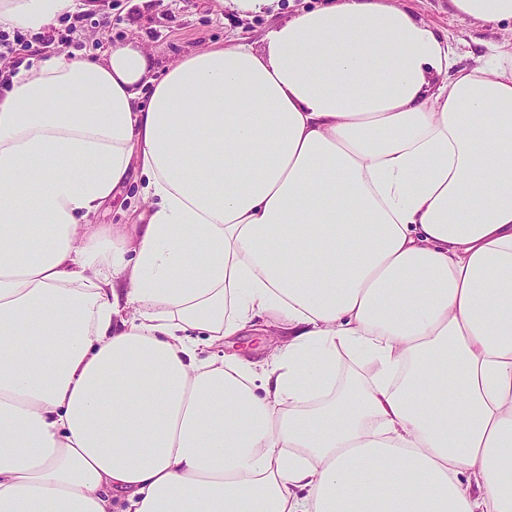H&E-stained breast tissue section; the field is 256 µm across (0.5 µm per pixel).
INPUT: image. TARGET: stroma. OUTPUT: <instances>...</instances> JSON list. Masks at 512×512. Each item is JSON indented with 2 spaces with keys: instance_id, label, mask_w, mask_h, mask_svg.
Masks as SVG:
<instances>
[{
  "instance_id": "stroma-1",
  "label": "stroma",
  "mask_w": 512,
  "mask_h": 512,
  "mask_svg": "<svg viewBox=\"0 0 512 512\" xmlns=\"http://www.w3.org/2000/svg\"><path fill=\"white\" fill-rule=\"evenodd\" d=\"M91 15L82 23L78 54L93 59L116 44L136 42L152 48L157 66L163 67L198 48L245 38L260 42L265 31L286 20L304 0H271L263 13L242 17L233 0H89ZM417 18L440 32L460 34L462 52L481 53L501 41L504 31L480 25L464 29L454 22L448 0H401ZM111 25L102 28L100 20ZM144 179L132 176L116 198L91 221L95 224H135L146 208Z\"/></svg>"
}]
</instances>
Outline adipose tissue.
Returning a JSON list of instances; mask_svg holds the SVG:
<instances>
[{"label":"adipose tissue","instance_id":"ef3b65f1","mask_svg":"<svg viewBox=\"0 0 512 512\" xmlns=\"http://www.w3.org/2000/svg\"><path fill=\"white\" fill-rule=\"evenodd\" d=\"M135 172L147 223H90ZM270 317L264 365L199 357ZM116 493L512 512V37L465 66L397 0H324L161 74L128 44L0 84V512Z\"/></svg>","mask_w":512,"mask_h":512}]
</instances>
